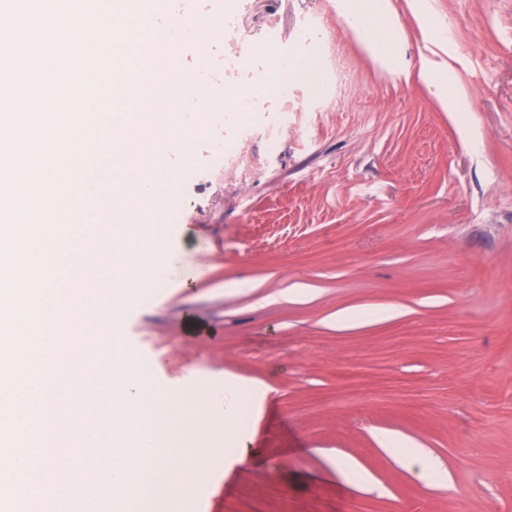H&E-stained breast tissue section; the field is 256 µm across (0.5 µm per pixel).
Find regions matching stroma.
<instances>
[{"label": "stroma", "mask_w": 512, "mask_h": 512, "mask_svg": "<svg viewBox=\"0 0 512 512\" xmlns=\"http://www.w3.org/2000/svg\"><path fill=\"white\" fill-rule=\"evenodd\" d=\"M397 29L375 58L345 0H166L152 25L219 20L281 55L227 68L204 39L177 59L201 86L308 58L317 70L276 146L254 125L283 109L266 90L251 112L213 104L168 152L172 198L154 253L164 288L141 284L120 319L142 383L220 390L225 376L268 385L225 469L223 428L201 421L208 479L181 512H512V0H387ZM452 71L471 109L448 112L422 67ZM346 85L317 94L336 68ZM386 363L406 392L376 380L349 392L342 368ZM427 449L447 476L421 480L384 437ZM354 459L360 489L329 468Z\"/></svg>", "instance_id": "1"}]
</instances>
